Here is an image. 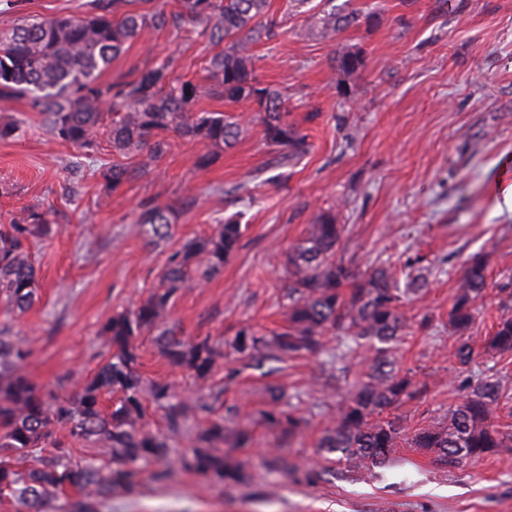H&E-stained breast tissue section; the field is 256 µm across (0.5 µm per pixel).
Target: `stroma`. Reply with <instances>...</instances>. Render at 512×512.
Masks as SVG:
<instances>
[{
  "instance_id": "35a3bbf8",
  "label": "stroma",
  "mask_w": 512,
  "mask_h": 512,
  "mask_svg": "<svg viewBox=\"0 0 512 512\" xmlns=\"http://www.w3.org/2000/svg\"><path fill=\"white\" fill-rule=\"evenodd\" d=\"M86 2L0 0V31L26 18L86 16ZM336 3L369 21L321 41L305 35L306 16L291 0H271L280 34L254 48L260 79L287 94L290 118L307 135L306 152L285 165L264 145L248 105L205 95L196 110L239 115L244 137L218 153L171 137L160 161L114 193L99 162L43 131L27 100H0V120L22 127L0 140V224L33 207L53 226L35 247V304L23 313L0 304V322L28 350L36 383L65 396L95 373L110 355L102 324L150 294L172 249L238 212L244 232L223 273L183 290L170 320L192 338L281 329V261L330 210L345 227L339 258L360 270L384 263L401 284L426 277L425 288L402 297L409 329L395 353L421 392L388 409L387 419L409 432L447 423L465 382L481 374L512 393V355L482 353L493 323L512 314V210L503 203L512 189V0ZM350 49L363 53V67L333 75L332 59ZM216 51L193 31L147 28L101 80L169 55L180 79L201 83ZM177 199L185 206L174 236L148 245L136 212ZM477 252L487 256L488 291L459 337L448 331V309ZM463 340L478 354L467 371L455 356ZM140 342L145 377L171 381L179 399L212 402L215 415L252 431L253 446L240 455L247 479L223 484L180 472L159 483L146 475L100 512H512V450L458 468L400 447L386 465L358 467L318 448L364 367L363 350L331 338L316 357L261 366L226 358L213 374L224 389L214 402L158 356L151 337ZM271 386L284 389L283 407L303 420L292 437L260 420ZM315 464L333 467V476L306 483L301 470Z\"/></svg>"
}]
</instances>
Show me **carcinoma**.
<instances>
[{
    "instance_id": "1",
    "label": "carcinoma",
    "mask_w": 512,
    "mask_h": 512,
    "mask_svg": "<svg viewBox=\"0 0 512 512\" xmlns=\"http://www.w3.org/2000/svg\"><path fill=\"white\" fill-rule=\"evenodd\" d=\"M93 14L52 20L28 18L0 34V99L29 97L41 115L43 129L53 138L87 152L95 150L101 128L112 151L138 159L145 171L157 162L175 134L207 142L215 149L231 147L245 131L238 116L227 112H196L205 86L174 81V59L167 56L115 83L100 81L126 45L148 27H191L214 45H224L209 64L210 90L233 103L255 106L264 144L291 162L307 146L305 135L288 121V97L263 84L256 74L253 45L274 38L279 21L270 15V0H174L166 11L154 0H92ZM358 10H336L335 0H322L310 13L305 33L331 41L336 32L360 21ZM364 64L359 51L335 57L333 69L346 76ZM112 106L104 125L103 104ZM112 191L132 177L117 161H101ZM178 218L174 203L145 205L135 223L156 245L173 237ZM53 227L46 214L26 209L0 224V302L23 313L38 299L37 268L32 246ZM344 225L331 211L319 213L304 237L285 254L282 267L288 299V325L271 336L242 328L227 340L209 336L186 338L168 317L184 288L224 271V262L243 235L239 214L216 225L211 233L186 241L167 258L158 287L133 308L112 314L100 335L110 345L108 361L81 382L71 395L43 391L25 370L28 352L0 326V498L15 502L20 512H41L46 498L68 486L90 489L110 498L137 483L145 465L162 463L153 473L169 479L170 445L165 434L144 430L149 405L164 411L169 432L178 433L190 416L210 412L201 403L176 399L167 380H146L140 371L139 337L154 336L160 357L198 383L210 381L224 353L257 365L297 356H319L325 338L335 336L368 353V370L344 402L336 422L321 436L318 447L340 454L344 461L383 464L399 441L459 467L505 448H512V425L496 416L500 404L497 381L484 378L472 386L448 417V424L405 433L390 420H372L402 398L412 395L411 379L399 374L393 346L406 327L400 311L401 288L390 269L372 266L357 271L336 261ZM484 256L469 259L456 297L448 310V327L465 334L478 312L477 301L487 289ZM485 352H512V316L499 317ZM113 397L103 405V397ZM264 423L292 434L301 420L292 411L273 406L261 413ZM252 435L206 418L190 454L177 459L179 469L204 479L237 481L238 466L224 447L245 450ZM89 450L77 462L72 445ZM110 456L114 468L97 461ZM33 460L38 466L22 470Z\"/></svg>"
}]
</instances>
